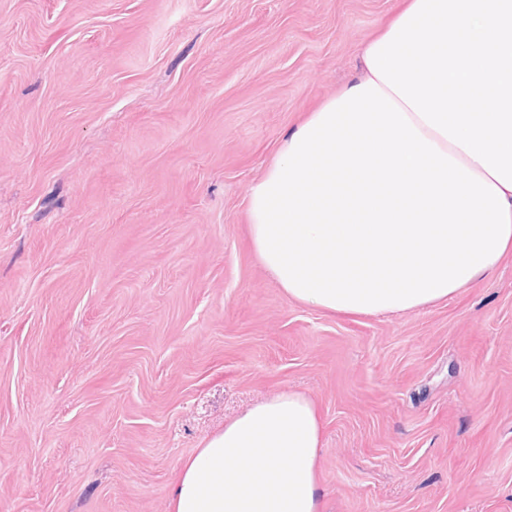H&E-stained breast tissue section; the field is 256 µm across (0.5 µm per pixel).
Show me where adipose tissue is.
Wrapping results in <instances>:
<instances>
[{"label": "adipose tissue", "mask_w": 512, "mask_h": 512, "mask_svg": "<svg viewBox=\"0 0 512 512\" xmlns=\"http://www.w3.org/2000/svg\"><path fill=\"white\" fill-rule=\"evenodd\" d=\"M358 68L251 185L252 249L312 309L448 302L512 253V0H399ZM322 448L315 403L278 393L182 461L169 512H324Z\"/></svg>", "instance_id": "1"}]
</instances>
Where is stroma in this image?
I'll use <instances>...</instances> for the list:
<instances>
[{"label": "stroma", "instance_id": "1", "mask_svg": "<svg viewBox=\"0 0 512 512\" xmlns=\"http://www.w3.org/2000/svg\"><path fill=\"white\" fill-rule=\"evenodd\" d=\"M395 0H0V512H168L293 389L325 512H512V254L430 308L289 300L247 196Z\"/></svg>", "mask_w": 512, "mask_h": 512}]
</instances>
